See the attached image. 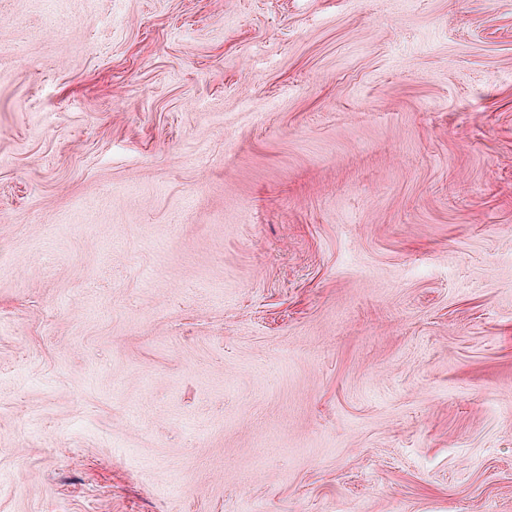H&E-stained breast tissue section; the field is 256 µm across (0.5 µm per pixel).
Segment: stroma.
Listing matches in <instances>:
<instances>
[{"instance_id":"stroma-1","label":"stroma","mask_w":512,"mask_h":512,"mask_svg":"<svg viewBox=\"0 0 512 512\" xmlns=\"http://www.w3.org/2000/svg\"><path fill=\"white\" fill-rule=\"evenodd\" d=\"M0 512H512V0H0Z\"/></svg>"}]
</instances>
